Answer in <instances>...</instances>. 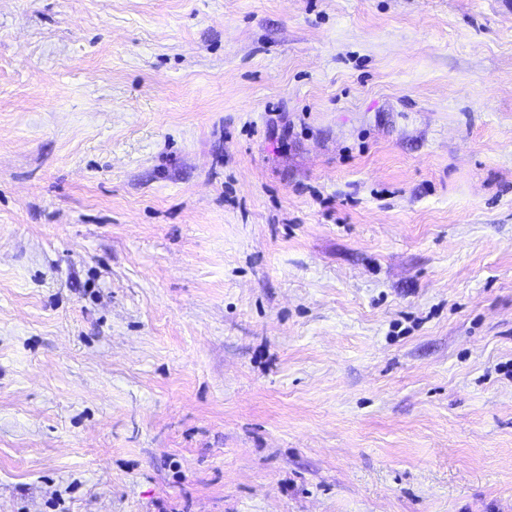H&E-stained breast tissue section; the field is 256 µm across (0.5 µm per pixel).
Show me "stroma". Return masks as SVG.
Returning <instances> with one entry per match:
<instances>
[{
	"mask_svg": "<svg viewBox=\"0 0 512 512\" xmlns=\"http://www.w3.org/2000/svg\"><path fill=\"white\" fill-rule=\"evenodd\" d=\"M0 512H512V0H0Z\"/></svg>",
	"mask_w": 512,
	"mask_h": 512,
	"instance_id": "stroma-1",
	"label": "stroma"
}]
</instances>
